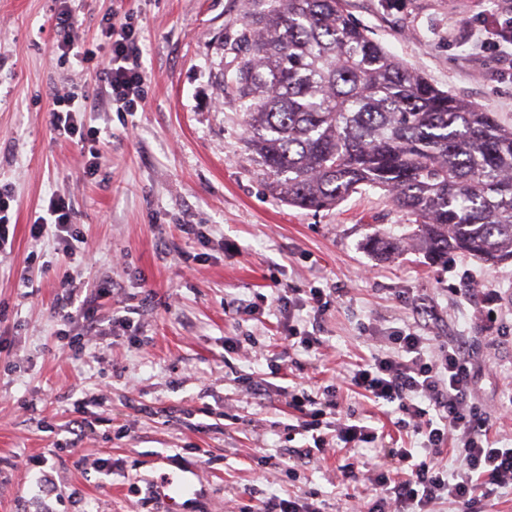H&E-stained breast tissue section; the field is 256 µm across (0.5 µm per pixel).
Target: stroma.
Instances as JSON below:
<instances>
[{
    "label": "stroma",
    "instance_id": "35a3bbf8",
    "mask_svg": "<svg viewBox=\"0 0 512 512\" xmlns=\"http://www.w3.org/2000/svg\"><path fill=\"white\" fill-rule=\"evenodd\" d=\"M65 7L90 49L104 41V18L129 13L140 30L145 101L131 114L87 113V125L111 135L92 177L86 148L50 127L55 96L96 89L92 64L54 48ZM348 10L437 88L512 125V48L488 49L474 33L512 0H348ZM245 33L242 0H0V185L18 200L12 246L0 250V512H169L153 482L191 469L198 493L178 512H242L288 494L315 495L324 512H365L373 456L355 482L343 480L348 455L336 447L289 462L287 450L309 439L279 389L335 385L341 412L387 445L414 447L395 406L346 377L394 327L466 344L472 398L497 446H512V414L501 409L512 398V262L455 254L437 264L413 249L376 258L367 236L415 228L378 189L331 209L282 202L246 143L230 83ZM55 192L72 199L86 239L68 257L30 232ZM190 224L205 237L187 233ZM65 274L93 300L97 332L78 321L60 334ZM106 280L115 289L97 298ZM313 287L329 306L303 317L323 344L282 358L274 298ZM122 306L132 311L124 330L112 326ZM228 340L237 349L225 350Z\"/></svg>",
    "mask_w": 512,
    "mask_h": 512
}]
</instances>
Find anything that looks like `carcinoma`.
I'll use <instances>...</instances> for the list:
<instances>
[{
	"label": "carcinoma",
	"instance_id": "1",
	"mask_svg": "<svg viewBox=\"0 0 512 512\" xmlns=\"http://www.w3.org/2000/svg\"><path fill=\"white\" fill-rule=\"evenodd\" d=\"M245 13L234 88L247 143L286 203L329 209L363 187L416 218L434 263L466 252L512 261V126L389 54L346 0H265ZM380 257L404 242L375 235Z\"/></svg>",
	"mask_w": 512,
	"mask_h": 512
}]
</instances>
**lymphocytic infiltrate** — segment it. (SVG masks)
<instances>
[{
  "label": "lymphocytic infiltrate",
  "mask_w": 512,
  "mask_h": 512,
  "mask_svg": "<svg viewBox=\"0 0 512 512\" xmlns=\"http://www.w3.org/2000/svg\"><path fill=\"white\" fill-rule=\"evenodd\" d=\"M103 33L109 51L95 72L102 102L122 112L137 111L144 99L145 81L137 28L131 21L109 23ZM88 109L87 98L56 96L51 111L53 132L66 140H84L83 114ZM74 218L70 199L55 194L45 213L35 215L31 232L52 237L61 244L63 254L69 255L84 240ZM324 297L320 288L309 289L304 297L285 289L278 293L275 302L284 318L290 350L311 351L320 346V338L300 330L299 325L304 309L324 310ZM349 377L363 397L379 405H396L402 425L411 428L418 446H379L376 430L363 419L337 416L336 399L294 387L284 394L301 415L298 432L311 435L313 443L290 450L289 455L306 459L338 443L375 444V499L369 512H433L445 500L455 504L457 512H478L482 500L512 488V448L495 447L489 439L488 419L471 400L472 371L464 344L435 349L429 338L407 327L398 328ZM447 446L458 461L451 471L438 463Z\"/></svg>",
  "instance_id": "lymphocytic-infiltrate-1"
}]
</instances>
